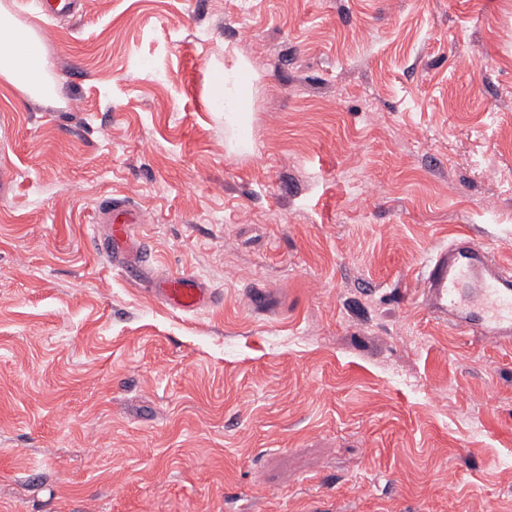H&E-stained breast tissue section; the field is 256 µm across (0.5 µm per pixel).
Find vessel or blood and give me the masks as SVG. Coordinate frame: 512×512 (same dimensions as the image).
I'll use <instances>...</instances> for the list:
<instances>
[{"mask_svg":"<svg viewBox=\"0 0 512 512\" xmlns=\"http://www.w3.org/2000/svg\"><path fill=\"white\" fill-rule=\"evenodd\" d=\"M138 221L134 211H112V263L125 266ZM422 299L427 308L463 334L512 341V273L493 260L489 248L462 235L440 249L424 266ZM156 293L173 309L194 312L213 298L195 276L181 274L161 281Z\"/></svg>","mask_w":512,"mask_h":512,"instance_id":"b4317fda","label":"vessel or blood"}]
</instances>
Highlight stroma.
<instances>
[{
	"label": "stroma",
	"instance_id": "obj_1",
	"mask_svg": "<svg viewBox=\"0 0 512 512\" xmlns=\"http://www.w3.org/2000/svg\"><path fill=\"white\" fill-rule=\"evenodd\" d=\"M5 2L55 94L0 84V512H512V343L420 295L459 234L512 268V0ZM251 70L247 63L238 61L232 66L212 72L207 79L208 102L224 109V118L242 128L245 124L251 95ZM138 223L134 211L115 207L109 224L112 226V265L125 266L131 259L129 244L134 239L133 224ZM159 298L168 306L183 312H195L212 302L210 288H205L192 274L168 277L154 288Z\"/></svg>",
	"mask_w": 512,
	"mask_h": 512
}]
</instances>
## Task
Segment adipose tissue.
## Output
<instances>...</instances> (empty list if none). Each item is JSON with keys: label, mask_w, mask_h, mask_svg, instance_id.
I'll return each mask as SVG.
<instances>
[{"label": "adipose tissue", "mask_w": 512, "mask_h": 512, "mask_svg": "<svg viewBox=\"0 0 512 512\" xmlns=\"http://www.w3.org/2000/svg\"><path fill=\"white\" fill-rule=\"evenodd\" d=\"M51 63L34 26L18 22L0 6V80L26 94H47ZM251 70L239 61L212 72L207 79L208 102L224 117L244 126L251 95Z\"/></svg>", "instance_id": "obj_1"}]
</instances>
